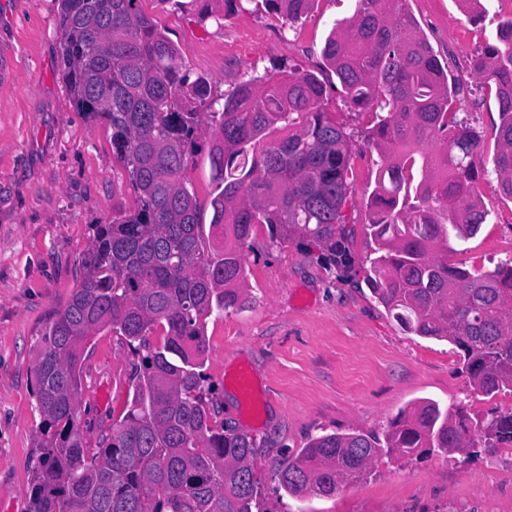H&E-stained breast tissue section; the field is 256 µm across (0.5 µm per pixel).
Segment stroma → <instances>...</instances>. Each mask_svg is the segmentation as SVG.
<instances>
[{"label": "stroma", "mask_w": 512, "mask_h": 512, "mask_svg": "<svg viewBox=\"0 0 512 512\" xmlns=\"http://www.w3.org/2000/svg\"><path fill=\"white\" fill-rule=\"evenodd\" d=\"M485 7V19L473 21L456 0L406 2L449 74L472 87L457 116L482 135L473 161L490 217L448 261L478 272L512 259V202L501 197L493 171L498 107L470 71L507 8L505 0H485ZM137 8L181 48L186 69L206 78L218 100L279 64L329 77L325 40L335 21L353 13L351 0H316L294 24L254 0L219 21L200 20L191 0H138ZM59 12V0H0V512H29L41 455L37 338L68 302L94 225L137 207L112 153L111 129L76 108L63 79ZM326 108L351 135L360 196L381 162L364 141L372 115L351 111L335 92ZM185 178L210 223L208 146L190 154ZM243 253L244 300L208 319L205 374L221 418L257 442L252 467L265 512H512V455L483 443L460 467L448 465L443 451L385 457L334 495L278 497L282 462L314 437L381 433L400 411L427 400L463 409L481 426L512 408V391L488 397L475 389L453 344L403 331L361 276L325 270L317 250L273 245L261 224ZM137 362L118 337L93 338L78 403L90 440L123 412ZM242 368L253 379L247 395L234 381Z\"/></svg>", "instance_id": "obj_1"}]
</instances>
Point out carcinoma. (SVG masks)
Returning <instances> with one entry per match:
<instances>
[{
    "label": "carcinoma",
    "instance_id": "carcinoma-1",
    "mask_svg": "<svg viewBox=\"0 0 512 512\" xmlns=\"http://www.w3.org/2000/svg\"><path fill=\"white\" fill-rule=\"evenodd\" d=\"M315 0H263L295 23ZM322 55L351 110L372 111L369 147L383 158L366 192L373 255L364 281L408 333L446 340L482 393L512 390V261L473 274L439 252L475 237L490 212L472 158L482 136L456 120L468 82L448 77L406 0H353ZM137 0H61L62 73L76 107L112 128V152L138 196L133 212L96 226L82 275L38 340L35 368L42 456L30 512H253L256 440L216 420L206 393V319L238 306L243 248L258 224L271 244L319 251L327 270L355 269L346 210L354 204L350 134L324 108L317 75L284 65L256 76L206 114L210 85L182 68V51L139 13ZM473 76L495 91L493 158L512 202V19L498 22ZM218 121L209 159L218 193L204 233L184 181L188 155ZM162 330V341L151 336ZM138 357L125 413L86 447L78 399L86 350L103 331ZM490 439L512 445V413ZM476 447L462 411L424 401L384 435L326 433L278 474L292 497L329 496L384 454Z\"/></svg>",
    "mask_w": 512,
    "mask_h": 512
}]
</instances>
